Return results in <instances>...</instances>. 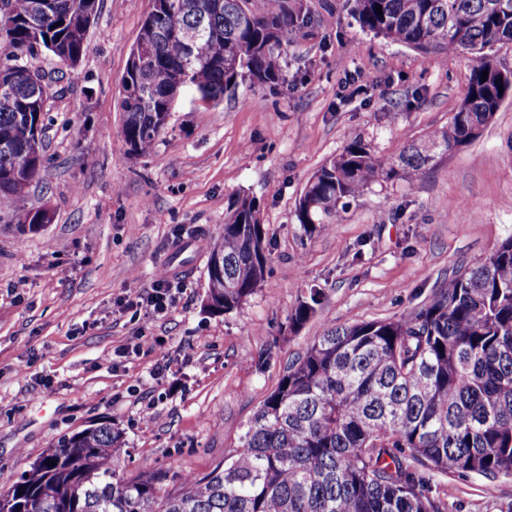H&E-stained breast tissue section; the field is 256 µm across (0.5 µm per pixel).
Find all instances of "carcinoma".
Segmentation results:
<instances>
[{"label": "carcinoma", "instance_id": "1", "mask_svg": "<svg viewBox=\"0 0 512 512\" xmlns=\"http://www.w3.org/2000/svg\"><path fill=\"white\" fill-rule=\"evenodd\" d=\"M162 2L167 8L141 26L145 52L121 90L123 136L138 155L153 152L179 91L215 102L246 80L279 86L282 52L310 23L302 0H263L259 11L250 0ZM347 2L376 36L424 54H468V86L448 125L424 143L384 157L360 138L348 142L309 179L296 207L304 226L335 222L373 185L418 178L435 151L478 139L512 95V76L500 75L492 54L512 42V0ZM10 4L0 12L9 60L0 67V195L12 199L17 229L33 230L40 210L27 205L25 190L45 163L33 129L45 126L47 91L30 86L25 57L37 47L61 62L83 57L97 0ZM194 26L208 36L189 51L181 33ZM206 249L224 254V278L207 276L208 308L230 313L269 262L256 201L237 198ZM321 300L310 289L290 326ZM126 454L110 423L64 436L22 472L0 512H442L434 472L477 475L489 488L512 478V238L409 313L325 328L249 419L239 453L209 474L163 494L165 472L117 477Z\"/></svg>", "mask_w": 512, "mask_h": 512}]
</instances>
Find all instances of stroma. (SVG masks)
Returning a JSON list of instances; mask_svg holds the SVG:
<instances>
[{
    "mask_svg": "<svg viewBox=\"0 0 512 512\" xmlns=\"http://www.w3.org/2000/svg\"><path fill=\"white\" fill-rule=\"evenodd\" d=\"M287 51L286 81L240 83L218 105L184 91L152 154L124 142L120 89L153 0H98L87 50L48 102L46 161L27 202L51 223L19 232L0 197V491L66 434L102 421L128 448L118 474L166 471L164 490L235 454L291 360L328 326L395 318L512 237V98L481 137L414 183L372 186L309 231L296 204L353 138L399 154L447 125L469 57L426 55L363 31L345 0ZM270 243L263 281L237 310L205 307V239L239 196ZM165 269L185 283L165 314L127 306L126 283ZM323 298L301 327L309 289ZM134 336L140 352L113 364ZM164 363V376L153 369ZM151 418H143L144 409ZM446 512H512V479L434 477ZM322 292L320 289L312 288L309 290V297L305 301H301L290 316V326L294 328L306 322L315 312L322 300Z\"/></svg>",
    "mask_w": 512,
    "mask_h": 512,
    "instance_id": "35a3bbf8",
    "label": "stroma"
}]
</instances>
